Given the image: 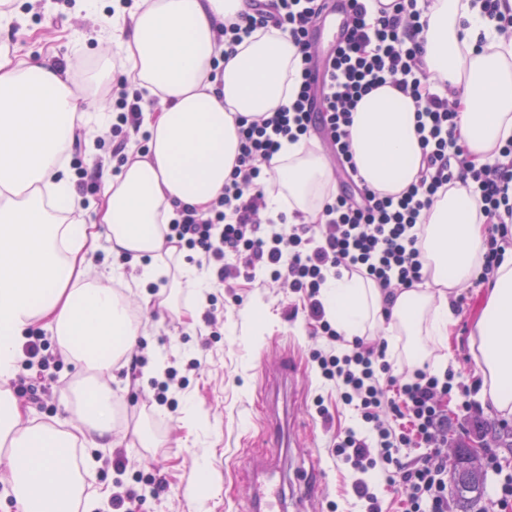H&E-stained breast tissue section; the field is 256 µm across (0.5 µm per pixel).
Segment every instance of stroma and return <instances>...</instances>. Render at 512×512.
Returning a JSON list of instances; mask_svg holds the SVG:
<instances>
[{"label": "stroma", "instance_id": "stroma-1", "mask_svg": "<svg viewBox=\"0 0 512 512\" xmlns=\"http://www.w3.org/2000/svg\"><path fill=\"white\" fill-rule=\"evenodd\" d=\"M18 22L0 28V45H20L38 57L55 51L71 54L73 43L83 46L81 59L101 63L111 49L112 0H101L98 13L76 11L68 0H15ZM113 133L105 128L89 134L86 144L71 152L72 168L95 164L118 166L112 156ZM482 285L473 283L461 290L454 302V323L446 344H434L433 358L455 374L456 385L448 397V446L453 455L458 442L473 439L479 428L488 435L512 429V415L502 416L484 405L482 380L476 376L472 349L474 306ZM212 312L216 325L191 321L175 314L187 306L186 292H178L172 308L148 311L143 319L137 354L151 356L165 350L173 367L186 377L184 387L171 388L176 407L157 404L149 372L139 371L136 383L126 381L114 369L108 386L123 432L112 448L85 444L76 448L86 492L123 483L141 500L139 512H240L254 488L249 458L267 456L270 467L285 471L288 478H304L310 471L319 477L309 487L303 512H361L355 497L352 474L337 467L332 456L337 434L358 427L357 418L337 407L334 383L322 379L311 358L313 350L328 348L329 342L314 333L304 316L290 318L291 305L301 299L271 283L263 273L254 278L230 279L212 287ZM200 369H191L193 361ZM292 365L291 414L295 421L292 447L281 453L267 448L259 423L260 393L269 373ZM83 366L63 360L48 372L50 390L40 398L21 389L19 379L9 387L41 421L59 419L76 422L71 386L83 376ZM328 408L331 418L323 420L318 405ZM471 414H464V407ZM145 427L150 447H143L135 427ZM123 456L125 470H115L112 460ZM206 465L212 489L201 501L189 500L188 490L196 480L199 465ZM164 478L160 496H152V481Z\"/></svg>", "mask_w": 512, "mask_h": 512}]
</instances>
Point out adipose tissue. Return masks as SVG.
Instances as JSON below:
<instances>
[{
  "instance_id": "obj_1",
  "label": "adipose tissue",
  "mask_w": 512,
  "mask_h": 512,
  "mask_svg": "<svg viewBox=\"0 0 512 512\" xmlns=\"http://www.w3.org/2000/svg\"><path fill=\"white\" fill-rule=\"evenodd\" d=\"M250 0H134L116 6L117 45L138 91L160 99L144 113L147 152L129 155L103 177L100 200L83 201L67 153L76 125L106 114L71 84L58 63L21 51L0 53V453L20 512H98L112 490L85 493L74 460L95 435L110 444L116 413L105 382L141 331L126 298L91 280L98 251L119 257L112 275L134 286L170 279L202 294L208 282L167 243L163 224L179 209L208 212L237 165L239 118L288 104L300 70L297 47L277 30L255 31L225 55L219 28L250 13ZM424 59L459 102L456 137L474 167L494 158L512 135V39L499 36L468 0H431ZM360 178L385 194L419 178L422 149L416 106L385 85L363 95L350 128ZM330 163L315 143L283 142L264 185L265 214L309 224L333 186ZM485 218L465 187L448 191L426 220L421 241L428 280L401 288L392 303L369 280L328 277L326 313L344 336L380 328L406 337L407 357L429 356L426 339L444 338L452 304L483 264ZM472 345L482 399L512 414V247L495 267L474 316ZM54 336L61 354L92 374L75 391L78 421L37 423L8 388L31 327Z\"/></svg>"
}]
</instances>
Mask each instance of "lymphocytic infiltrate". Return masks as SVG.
I'll use <instances>...</instances> for the list:
<instances>
[{
  "label": "lymphocytic infiltrate",
  "instance_id": "lymphocytic-infiltrate-1",
  "mask_svg": "<svg viewBox=\"0 0 512 512\" xmlns=\"http://www.w3.org/2000/svg\"><path fill=\"white\" fill-rule=\"evenodd\" d=\"M321 0H252L244 23L224 25V46L234 50L242 32L276 29L301 54L303 80L291 105L270 116L238 121L240 156L231 182L209 214L192 208L168 224L165 238L199 255L197 265L217 283L251 276L261 268L272 281L301 295L309 319L330 341L341 336L320 299L328 275L355 274L375 282L385 296L424 283L428 275L420 242L435 203L456 185L468 187L486 217L488 251L477 275L487 280L503 257L501 237L512 231V137L492 163L470 167L455 131L457 103L448 85L431 77L423 62V17L430 0H348L351 24L343 45L327 61L329 85L321 111L309 108V77L316 64L309 28ZM391 85L412 98L423 170L400 195L367 186L358 194H330L316 223L291 224L286 214L264 217L262 183L282 140L322 131L349 176V127L358 101L373 88ZM387 341L354 338L344 352L315 351L321 376L335 382L338 401L355 411L367 431L337 435L336 460L357 472L355 496L365 512H382L364 475L376 469L388 487L403 490L405 512H452L448 497V394L454 375L430 366L394 373ZM420 456H412V449Z\"/></svg>",
  "mask_w": 512,
  "mask_h": 512
}]
</instances>
